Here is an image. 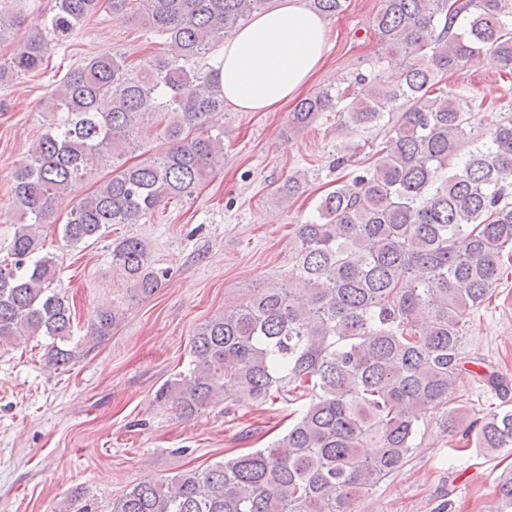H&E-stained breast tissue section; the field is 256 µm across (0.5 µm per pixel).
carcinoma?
Masks as SVG:
<instances>
[{
	"mask_svg": "<svg viewBox=\"0 0 512 512\" xmlns=\"http://www.w3.org/2000/svg\"><path fill=\"white\" fill-rule=\"evenodd\" d=\"M135 11L174 53L138 66L119 51L69 70L43 103L65 114L14 169L21 221L0 261V342L40 334L67 364L69 303L54 287L56 258L38 257L37 228L105 152L122 157L156 138L167 149L122 169L75 201L66 245L137 224L169 201L194 196L224 167L221 65L206 62L224 36L271 0H109ZM347 0H310L332 17ZM99 0H54L26 39L0 61V84L43 69L68 47ZM24 23L0 10V43ZM374 29L382 66L359 88L317 91L288 115V135L334 110L381 136L364 173L321 198L294 231L288 281L257 288L196 328L189 367L156 391L183 417L224 402L300 404L281 438L203 470L125 490L112 512H358L361 499L408 462L421 423L442 413L448 436L482 452L512 448L507 404L470 421L455 386L471 363L466 316L490 298L512 260V117L474 121L482 103L440 86L445 75L493 54L512 70V0H381ZM112 263L135 292L160 273L148 242L113 243ZM112 310L96 312L107 336ZM492 512H512V471Z\"/></svg>",
	"mask_w": 512,
	"mask_h": 512,
	"instance_id": "1",
	"label": "carcinoma"
}]
</instances>
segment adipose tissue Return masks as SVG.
Wrapping results in <instances>:
<instances>
[{
    "label": "adipose tissue",
    "instance_id": "adipose-tissue-1",
    "mask_svg": "<svg viewBox=\"0 0 512 512\" xmlns=\"http://www.w3.org/2000/svg\"><path fill=\"white\" fill-rule=\"evenodd\" d=\"M328 28L301 0H281L225 40L224 100L243 112H271L294 98L321 67Z\"/></svg>",
    "mask_w": 512,
    "mask_h": 512
}]
</instances>
